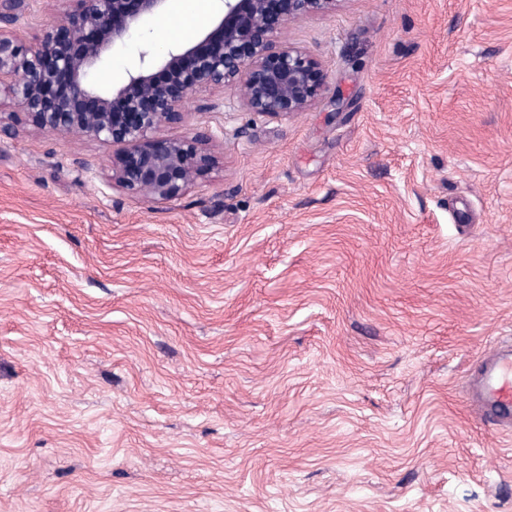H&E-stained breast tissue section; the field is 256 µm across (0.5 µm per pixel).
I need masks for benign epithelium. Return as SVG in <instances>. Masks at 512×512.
Here are the masks:
<instances>
[{"mask_svg": "<svg viewBox=\"0 0 512 512\" xmlns=\"http://www.w3.org/2000/svg\"><path fill=\"white\" fill-rule=\"evenodd\" d=\"M70 8L33 47L16 25L25 0H0V97L16 121L57 135L108 143L112 181L152 202L180 197L214 164L206 130L185 139L156 138L183 121L194 95L232 86L246 109L287 117L316 100L325 74L310 54L276 41L289 21L326 12L335 0H220L213 28L186 46L139 52L119 88L103 91L91 74L166 0H68Z\"/></svg>", "mask_w": 512, "mask_h": 512, "instance_id": "benign-epithelium-1", "label": "benign epithelium"}]
</instances>
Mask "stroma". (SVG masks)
<instances>
[{"mask_svg":"<svg viewBox=\"0 0 512 512\" xmlns=\"http://www.w3.org/2000/svg\"><path fill=\"white\" fill-rule=\"evenodd\" d=\"M145 19L93 79L122 85ZM279 42L325 84L234 88L178 199L0 100V512H512V0H336ZM484 402L503 413L512 411V357L500 354L486 368L482 384Z\"/></svg>","mask_w":512,"mask_h":512,"instance_id":"stroma-1","label":"stroma"}]
</instances>
